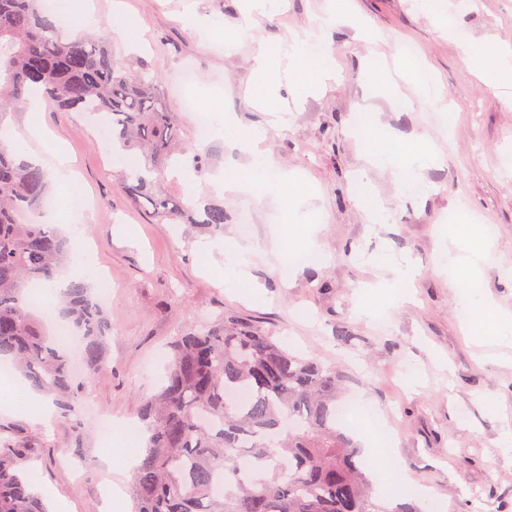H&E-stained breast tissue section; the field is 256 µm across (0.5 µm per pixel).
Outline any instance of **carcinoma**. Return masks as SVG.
<instances>
[{
    "label": "carcinoma",
    "mask_w": 512,
    "mask_h": 512,
    "mask_svg": "<svg viewBox=\"0 0 512 512\" xmlns=\"http://www.w3.org/2000/svg\"><path fill=\"white\" fill-rule=\"evenodd\" d=\"M34 92L94 117L109 130L108 148L142 153L123 189L151 218L224 233V207L200 209L156 187L160 155L178 141L156 78L126 69L102 37L64 36L42 0H0V113ZM47 194L45 171L0 142V359L64 417L78 408L84 380L25 296L77 254L55 225L35 219ZM48 308L68 325L87 373L102 369L111 325L89 284L69 280ZM338 399L334 369L282 349L259 325L226 315L186 332L141 412L148 438L129 487L135 512H418L375 502L361 453L338 426ZM31 459L14 428L0 425V512H47L30 489Z\"/></svg>",
    "instance_id": "cac0c4a2"
}]
</instances>
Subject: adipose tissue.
Here are the masks:
<instances>
[{"label":"adipose tissue","mask_w":512,"mask_h":512,"mask_svg":"<svg viewBox=\"0 0 512 512\" xmlns=\"http://www.w3.org/2000/svg\"><path fill=\"white\" fill-rule=\"evenodd\" d=\"M336 21L335 15L318 18L307 32L305 38L291 43H275L260 46L257 64L254 69L256 80L266 94L267 103L277 100V86L281 80H288L296 94L310 93L324 84L333 75L331 59L327 55L311 56V43H324L326 33ZM43 108L40 99H31L29 111L33 116L27 128V137H20L11 128H0V142L18 149L22 156L32 165L45 167L51 172L56 184L66 186L70 193L77 194L81 185L73 169L72 159L63 140L48 131L38 119ZM215 138L225 145L245 150L251 160L243 167L235 168L215 176L213 183L220 192L262 193L276 191L288 193L295 200L292 221L301 226H308L310 214L306 204L312 192L300 173L274 169L273 164L262 149L264 133L261 129L243 128L227 113L218 111L214 114ZM40 142L43 153L29 149V140ZM443 155L433 148L412 149L406 155H399L391 150H379L372 153L369 162L372 166L389 170L398 186H405L407 181L419 179L426 168L441 164ZM487 236V229L478 224H464L449 229L450 244L440 252L437 262L439 270L453 269L459 276L452 282L459 288V303L465 316L487 314V303L474 287L471 276L489 262L490 255L482 241ZM254 249L232 242L224 244V285L236 292H248L253 288L248 268ZM390 275L370 287L360 296L359 312L368 319L387 323L390 309L405 303L408 288L415 279V269L410 259H397L385 254L379 259Z\"/></svg>","instance_id":"obj_1"}]
</instances>
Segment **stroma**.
I'll use <instances>...</instances> for the list:
<instances>
[{
  "label": "stroma",
  "mask_w": 512,
  "mask_h": 512,
  "mask_svg": "<svg viewBox=\"0 0 512 512\" xmlns=\"http://www.w3.org/2000/svg\"><path fill=\"white\" fill-rule=\"evenodd\" d=\"M97 32L130 68L147 67L159 78L158 102L177 116L189 153L173 156L164 187L188 200L182 181L203 160L197 200L224 207L223 235L210 237L193 224L158 223L125 194L122 166L101 145L99 127L83 112L44 108L40 119L61 138L75 160L91 203L85 244L112 282L103 307L112 326L108 365L89 379L84 405L70 418L43 419L0 409V423L34 448L33 487L48 512H99L102 487L124 488L119 512H133L126 490L132 471L120 460L100 461L104 437L98 416L138 423L145 398L164 372L169 343L179 334L233 314L262 326L289 351L335 368L343 380L340 406L368 400L373 421L349 415L344 431L360 448L375 444L372 423L385 429L399 472L423 490L418 512H512V361L483 346L461 327L458 298L436 265L448 241V218L469 206L474 223L493 228L491 261L478 277L493 306L512 313V88H500L475 72L470 46L512 49V0H450L447 21L421 11L417 0H279L259 18L254 42L226 51L224 39L242 20L240 0H91ZM336 7L326 49L335 78L306 96L281 87L287 121L269 122L255 97L254 57L259 45L305 35L314 17ZM122 6L133 21L128 38L112 30ZM195 9L209 28L187 23ZM413 45L434 75V94L455 115L444 128L420 100L407 73L389 71L408 106L375 91L378 76L367 63L393 61ZM196 73L192 88L183 69ZM232 113L245 128L265 129L264 147L274 166L303 174L312 184L321 250L282 269L289 250L284 231L290 203L283 195L224 194L213 175L247 164V153L200 139L186 98ZM368 110L372 126L358 133L355 114ZM427 140L445 155L424 171L420 190L399 193L388 171L368 167V147L409 148ZM366 176L375 199L392 218L370 223L356 199V179ZM254 246L250 274L255 298L226 292L219 268L225 239ZM407 255L417 270L412 299L393 309L387 326L361 318V289L382 275L375 256Z\"/></svg>",
  "instance_id": "1"
}]
</instances>
